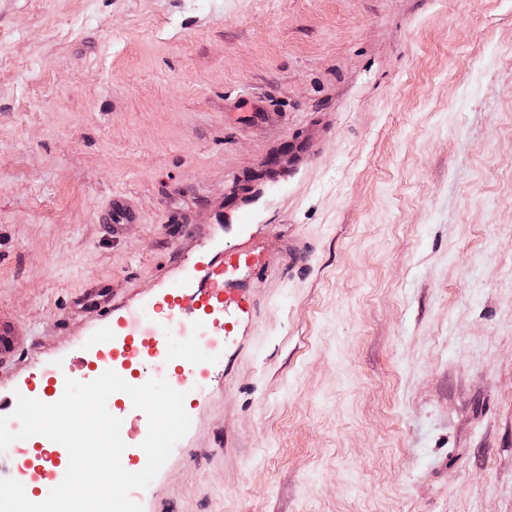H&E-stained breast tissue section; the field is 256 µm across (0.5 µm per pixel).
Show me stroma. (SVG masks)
Segmentation results:
<instances>
[{
    "label": "stroma",
    "instance_id": "obj_1",
    "mask_svg": "<svg viewBox=\"0 0 512 512\" xmlns=\"http://www.w3.org/2000/svg\"><path fill=\"white\" fill-rule=\"evenodd\" d=\"M240 244L143 512H512V0H0V397ZM107 296V290L104 286H100L99 289L87 293L80 304L85 310L91 309L93 312L102 313L104 317H108L112 313V303Z\"/></svg>",
    "mask_w": 512,
    "mask_h": 512
}]
</instances>
